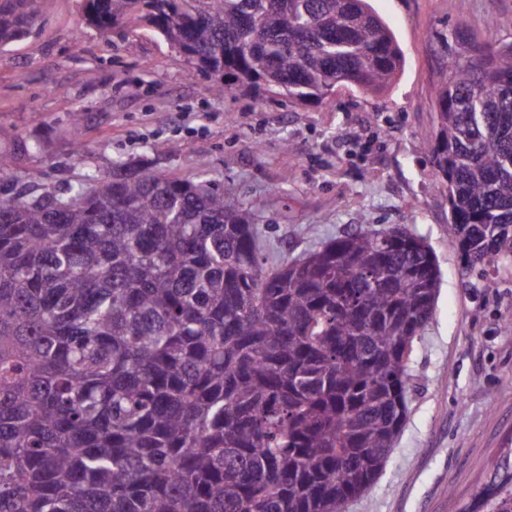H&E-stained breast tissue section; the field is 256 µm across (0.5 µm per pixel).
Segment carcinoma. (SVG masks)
<instances>
[{
	"label": "carcinoma",
	"mask_w": 512,
	"mask_h": 512,
	"mask_svg": "<svg viewBox=\"0 0 512 512\" xmlns=\"http://www.w3.org/2000/svg\"><path fill=\"white\" fill-rule=\"evenodd\" d=\"M53 0H0V46ZM148 26L187 78L320 103L405 58L370 0H82ZM438 133L464 268L512 255V47L438 39ZM252 208L142 162L0 193V512H345L384 470L432 319L435 257L398 226L268 266ZM512 512V468L474 504Z\"/></svg>",
	"instance_id": "1"
}]
</instances>
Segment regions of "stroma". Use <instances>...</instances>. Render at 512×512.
Listing matches in <instances>:
<instances>
[{"instance_id": "stroma-1", "label": "stroma", "mask_w": 512, "mask_h": 512, "mask_svg": "<svg viewBox=\"0 0 512 512\" xmlns=\"http://www.w3.org/2000/svg\"><path fill=\"white\" fill-rule=\"evenodd\" d=\"M405 68L374 96L342 88L318 104L224 93L188 79L185 56L149 29L103 38L81 0H54L30 35L0 48V158L7 179L40 171L65 192L87 170L144 161L209 181L253 207L262 257L291 262L363 224L423 239L441 274L433 318L409 360L410 403L388 464L347 512H448L475 499L512 449V266L464 268L445 184L425 153L438 124L436 33L512 44V0H372ZM84 112L85 159L71 114ZM25 141L28 153L17 151Z\"/></svg>"}]
</instances>
